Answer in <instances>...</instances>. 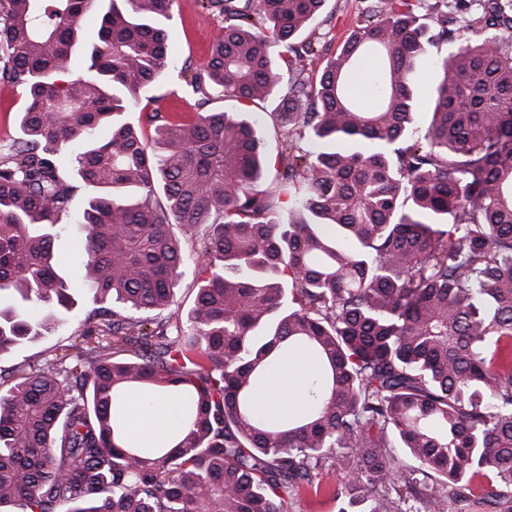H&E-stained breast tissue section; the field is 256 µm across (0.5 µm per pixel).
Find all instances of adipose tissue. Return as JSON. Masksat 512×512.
<instances>
[{
	"instance_id": "1",
	"label": "adipose tissue",
	"mask_w": 512,
	"mask_h": 512,
	"mask_svg": "<svg viewBox=\"0 0 512 512\" xmlns=\"http://www.w3.org/2000/svg\"><path fill=\"white\" fill-rule=\"evenodd\" d=\"M317 373L315 363L305 355H290L276 360L271 369V381L259 385L253 392V408L261 417H276L285 421L307 413L310 403L305 383ZM128 415L134 423L131 436L150 446L159 435L176 430L180 425L175 404L145 408L139 397L131 396L126 401Z\"/></svg>"
}]
</instances>
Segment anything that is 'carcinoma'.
Instances as JSON below:
<instances>
[{
  "label": "carcinoma",
  "instance_id": "carcinoma-1",
  "mask_svg": "<svg viewBox=\"0 0 512 512\" xmlns=\"http://www.w3.org/2000/svg\"><path fill=\"white\" fill-rule=\"evenodd\" d=\"M94 2L0 0V75L27 88L0 152V353L74 306L55 243L83 192L74 268L94 307L77 333L105 337L0 391V507L283 512L326 466L345 472L338 512L512 498V3L364 0L312 79L318 37L298 36L326 0H206L223 33L189 85L238 109L142 113L146 141L129 112L170 66L173 0H108L87 46ZM79 50L84 74L59 82ZM427 60L440 77L421 123ZM365 64L370 108L353 91ZM174 224L205 277L171 322ZM295 351L319 366L312 410L255 417L254 388ZM133 392L179 402L174 443L130 437Z\"/></svg>",
  "mask_w": 512,
  "mask_h": 512
}]
</instances>
